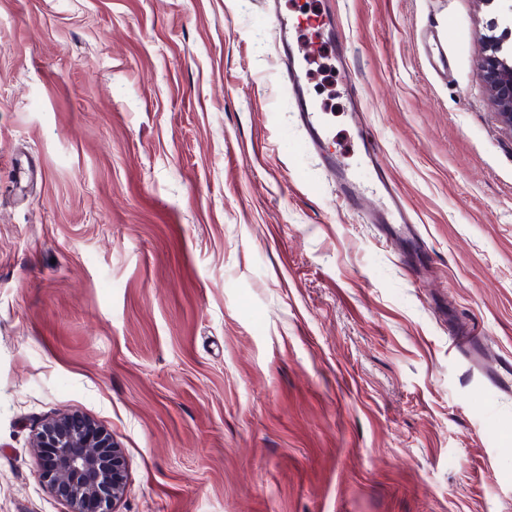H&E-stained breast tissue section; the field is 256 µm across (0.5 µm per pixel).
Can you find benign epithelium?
Instances as JSON below:
<instances>
[{
	"instance_id": "7a95c632",
	"label": "benign epithelium",
	"mask_w": 512,
	"mask_h": 512,
	"mask_svg": "<svg viewBox=\"0 0 512 512\" xmlns=\"http://www.w3.org/2000/svg\"><path fill=\"white\" fill-rule=\"evenodd\" d=\"M498 3L504 28L484 47V89L501 123L512 131V0ZM43 481L69 507L68 512H114L126 489L122 449L105 429L76 414L44 420L33 434Z\"/></svg>"
}]
</instances>
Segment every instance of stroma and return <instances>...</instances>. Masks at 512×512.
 <instances>
[{
	"label": "stroma",
	"instance_id": "1",
	"mask_svg": "<svg viewBox=\"0 0 512 512\" xmlns=\"http://www.w3.org/2000/svg\"><path fill=\"white\" fill-rule=\"evenodd\" d=\"M289 2L337 20L331 149L376 140L417 244L337 194L262 0H0V512H68L32 446L62 413L122 448L116 512H512L498 12Z\"/></svg>",
	"mask_w": 512,
	"mask_h": 512
}]
</instances>
